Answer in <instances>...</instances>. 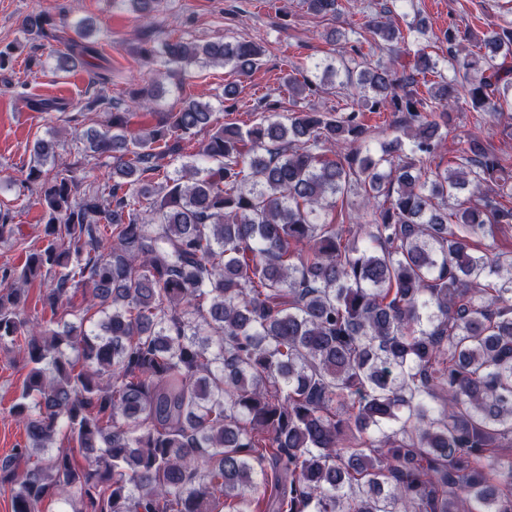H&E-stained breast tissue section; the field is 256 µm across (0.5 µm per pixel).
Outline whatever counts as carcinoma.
Returning <instances> with one entry per match:
<instances>
[{
    "mask_svg": "<svg viewBox=\"0 0 512 512\" xmlns=\"http://www.w3.org/2000/svg\"><path fill=\"white\" fill-rule=\"evenodd\" d=\"M126 2L149 22L139 55L168 73L261 65L254 42L174 39L152 25L161 0ZM383 17L339 64L312 62L319 80L285 77L300 100L340 90L336 117L264 97L269 116L215 127L172 173L169 141L208 126L209 103L133 136L130 112L89 98L110 129L75 135L80 165L53 174L55 141L34 143L46 244L0 268V349L27 368L10 410L25 439L0 459L12 512H512V255L476 245L512 223V155L470 139L427 165L458 105H512V20L475 53L470 29ZM23 28L72 32L61 70L95 53L93 23L62 10ZM367 33L397 58L441 38L455 78L423 47L408 73L369 66ZM129 98L148 107L157 86ZM365 112L402 116L409 147L375 148ZM103 158L108 178L77 194ZM351 192L345 229L330 213ZM15 236L0 210V242ZM36 282L48 317L27 309Z\"/></svg>",
    "mask_w": 512,
    "mask_h": 512,
    "instance_id": "cac0c4a2",
    "label": "carcinoma"
}]
</instances>
